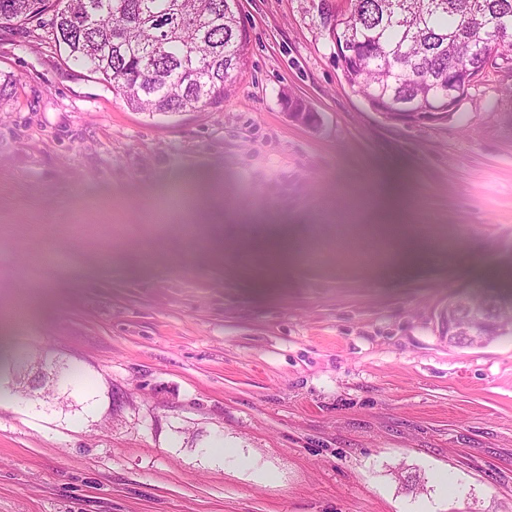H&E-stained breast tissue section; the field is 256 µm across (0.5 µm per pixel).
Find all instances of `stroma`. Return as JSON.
<instances>
[{"instance_id": "1", "label": "stroma", "mask_w": 512, "mask_h": 512, "mask_svg": "<svg viewBox=\"0 0 512 512\" xmlns=\"http://www.w3.org/2000/svg\"><path fill=\"white\" fill-rule=\"evenodd\" d=\"M318 4L239 0L223 102L154 116L0 31V336L60 379L0 403V512H512V336L447 332L457 293L512 301V62L395 125ZM246 248L259 254L270 271H276L288 263L290 244L288 234L283 230L274 229L266 238L248 242Z\"/></svg>"}]
</instances>
